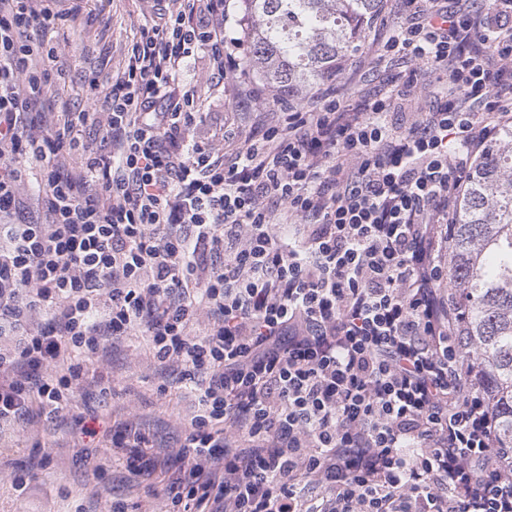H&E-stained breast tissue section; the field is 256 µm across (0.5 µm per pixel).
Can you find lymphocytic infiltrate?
Masks as SVG:
<instances>
[{
  "label": "lymphocytic infiltrate",
  "mask_w": 512,
  "mask_h": 512,
  "mask_svg": "<svg viewBox=\"0 0 512 512\" xmlns=\"http://www.w3.org/2000/svg\"><path fill=\"white\" fill-rule=\"evenodd\" d=\"M55 2L0 0V425L69 414L107 342L139 332L198 401L173 512H512L441 286L472 162L512 123V0H396L377 55L409 62L402 83L277 102L220 149L191 142L199 105L173 88L202 55L207 82L262 97L232 0H155L108 110L50 126L27 114ZM91 438L144 478L163 466L134 423L74 445Z\"/></svg>",
  "instance_id": "lymphocytic-infiltrate-1"
}]
</instances>
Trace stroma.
<instances>
[{
    "instance_id": "stroma-1",
    "label": "stroma",
    "mask_w": 512,
    "mask_h": 512,
    "mask_svg": "<svg viewBox=\"0 0 512 512\" xmlns=\"http://www.w3.org/2000/svg\"><path fill=\"white\" fill-rule=\"evenodd\" d=\"M153 5V0H81L72 17L68 0H61L65 16L47 32L49 44L57 49L51 87L31 110V119L53 122L65 112L104 111L128 50L150 26ZM206 64V58H197L186 77L197 84L203 103L199 140L220 138L233 127L251 129L256 113L271 111L273 91L260 100H244L198 84ZM107 372V396L94 387L81 391L73 417L103 434L133 415L160 446H176L197 409L194 397L175 387L177 368L159 365L145 339L136 335L111 348ZM71 435L70 419L42 418L0 431V512H111L116 501L127 502L134 512H166L165 497L131 474L125 459L104 448L73 456ZM21 473L28 486L17 492L12 481Z\"/></svg>"
}]
</instances>
